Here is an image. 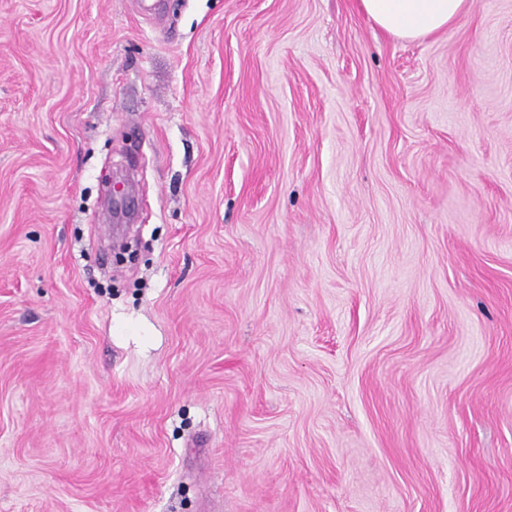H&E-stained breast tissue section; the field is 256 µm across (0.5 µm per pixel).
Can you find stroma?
Instances as JSON below:
<instances>
[{
    "label": "stroma",
    "mask_w": 512,
    "mask_h": 512,
    "mask_svg": "<svg viewBox=\"0 0 512 512\" xmlns=\"http://www.w3.org/2000/svg\"><path fill=\"white\" fill-rule=\"evenodd\" d=\"M0 0V512H512V0ZM361 10L402 40H420L447 30L472 7L470 0H360Z\"/></svg>",
    "instance_id": "stroma-1"
}]
</instances>
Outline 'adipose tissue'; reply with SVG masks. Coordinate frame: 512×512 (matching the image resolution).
Returning <instances> with one entry per match:
<instances>
[{
	"instance_id": "ef3b65f1",
	"label": "adipose tissue",
	"mask_w": 512,
	"mask_h": 512,
	"mask_svg": "<svg viewBox=\"0 0 512 512\" xmlns=\"http://www.w3.org/2000/svg\"><path fill=\"white\" fill-rule=\"evenodd\" d=\"M380 28L402 40H420L447 30L472 7L471 0H359Z\"/></svg>"
}]
</instances>
